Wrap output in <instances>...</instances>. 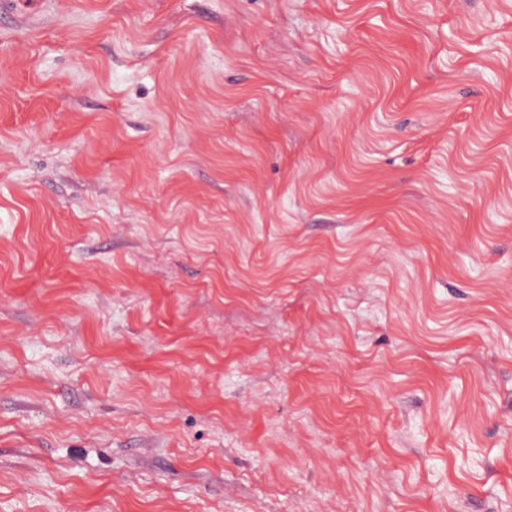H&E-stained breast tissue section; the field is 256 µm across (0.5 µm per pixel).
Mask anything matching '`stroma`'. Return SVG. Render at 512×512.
I'll return each instance as SVG.
<instances>
[{
  "label": "stroma",
  "mask_w": 512,
  "mask_h": 512,
  "mask_svg": "<svg viewBox=\"0 0 512 512\" xmlns=\"http://www.w3.org/2000/svg\"><path fill=\"white\" fill-rule=\"evenodd\" d=\"M0 512H512V0H0Z\"/></svg>",
  "instance_id": "1"
}]
</instances>
